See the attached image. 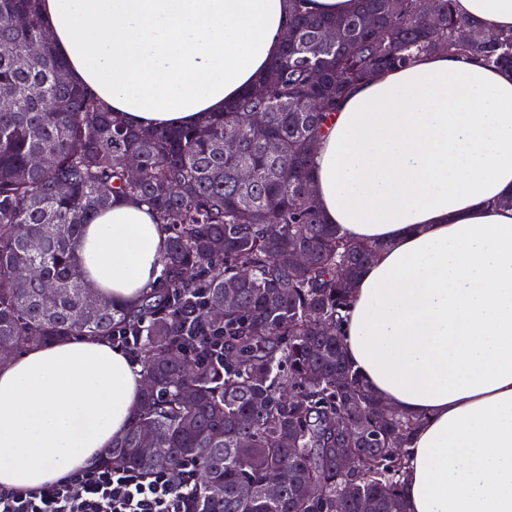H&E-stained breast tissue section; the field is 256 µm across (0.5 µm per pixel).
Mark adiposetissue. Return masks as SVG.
Listing matches in <instances>:
<instances>
[{
	"label": "adipose tissue",
	"instance_id": "obj_1",
	"mask_svg": "<svg viewBox=\"0 0 512 512\" xmlns=\"http://www.w3.org/2000/svg\"><path fill=\"white\" fill-rule=\"evenodd\" d=\"M483 32L512 0H455ZM70 76L135 126L223 111L276 57L288 0H43ZM327 223L385 248L342 326L368 387L419 418L408 512H512V71L429 54L359 85L318 141ZM152 210L117 200L85 225L84 276L131 305L161 271ZM145 385L136 354L92 337L0 364V490L35 491L102 466Z\"/></svg>",
	"mask_w": 512,
	"mask_h": 512
}]
</instances>
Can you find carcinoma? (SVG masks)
<instances>
[{"mask_svg":"<svg viewBox=\"0 0 512 512\" xmlns=\"http://www.w3.org/2000/svg\"><path fill=\"white\" fill-rule=\"evenodd\" d=\"M39 2L0 0V94L10 99L0 111V355L75 336L141 337V407L104 465H194L189 512H363L367 502L373 512H407L402 448L417 420L384 411L341 334L352 289L337 264L349 266L353 285L384 245L346 240L325 222L314 152L357 84L421 53L512 68V33L460 40L474 25L453 0H359L336 16L290 0L282 53L254 87L198 125L145 129L123 124L88 88L57 81L68 65ZM325 28L336 29V43L319 44ZM34 43L40 53L30 58ZM255 112L266 120L252 123ZM231 130L240 148L226 157ZM272 141L276 155L266 152ZM129 152L140 158L136 181L123 166ZM241 167L251 170L247 183ZM119 197L148 205L167 232L158 284L127 307L86 292L76 253L84 225ZM34 237L40 252L28 248ZM20 267L32 270L24 285ZM45 280L57 291L42 293ZM229 295L238 307L212 320ZM196 325L222 337L223 357L196 355ZM345 454L355 459L350 474L339 471ZM272 479L275 497L265 492Z\"/></svg>","mask_w":512,"mask_h":512,"instance_id":"carcinoma-1","label":"carcinoma"}]
</instances>
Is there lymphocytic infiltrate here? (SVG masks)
I'll list each match as a JSON object with an SVG mask.
<instances>
[{"label":"lymphocytic infiltrate","instance_id":"lymphocytic-infiltrate-1","mask_svg":"<svg viewBox=\"0 0 512 512\" xmlns=\"http://www.w3.org/2000/svg\"><path fill=\"white\" fill-rule=\"evenodd\" d=\"M196 491L191 470L180 482L166 472L98 469L35 492H0V512H188Z\"/></svg>","mask_w":512,"mask_h":512}]
</instances>
